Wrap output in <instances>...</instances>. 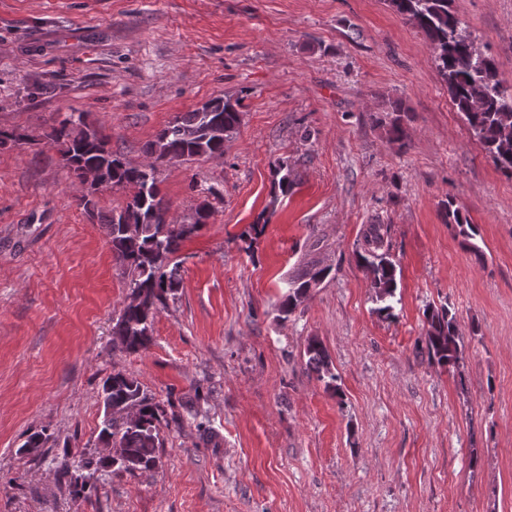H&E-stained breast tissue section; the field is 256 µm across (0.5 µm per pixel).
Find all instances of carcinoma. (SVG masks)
I'll return each mask as SVG.
<instances>
[{"label": "carcinoma", "mask_w": 512, "mask_h": 512, "mask_svg": "<svg viewBox=\"0 0 512 512\" xmlns=\"http://www.w3.org/2000/svg\"><path fill=\"white\" fill-rule=\"evenodd\" d=\"M389 7L428 39L431 58L448 87V94L472 135L482 145L494 165L512 177V89L498 78L494 59L475 49V40L451 9V0H386ZM240 100L216 97L176 119L146 144L147 163L132 166L112 152L108 136L89 123L83 112H72L45 138L60 147L65 167L76 177L86 169L96 173L88 194L80 199L86 213H95L96 193L103 187L129 191L128 201L104 218L102 228L116 264L127 279L129 300L121 310L113 335L129 352L148 348L160 306L179 288L181 262L177 253L181 243L200 231L210 217L201 207L191 224L168 220L169 207L160 196L156 172L158 161L214 157L224 155V142L241 121ZM288 166L279 164L270 204L292 188ZM446 223L455 226L459 236L470 239L475 229L453 201L444 204ZM384 225L371 224L364 233V248L355 253L356 262L371 276L378 312L394 316L393 299L397 289V267L384 247ZM326 276V270L306 273L291 282L288 294L278 307L282 320L309 296L313 286ZM427 323L425 344L429 359L442 367L457 369L464 358L465 342L455 315L447 305L424 310ZM304 354L306 365L323 380L326 389L343 398L337 376L331 372L328 354L322 343L308 340ZM104 413L98 438L119 448L122 459L115 471L133 474L158 463L162 445L159 435V406L141 388L138 381L121 373L112 375L102 387ZM90 463L73 466L68 456L59 463L60 472L69 477V491L80 496L88 489L90 475L84 470Z\"/></svg>", "instance_id": "carcinoma-1"}]
</instances>
